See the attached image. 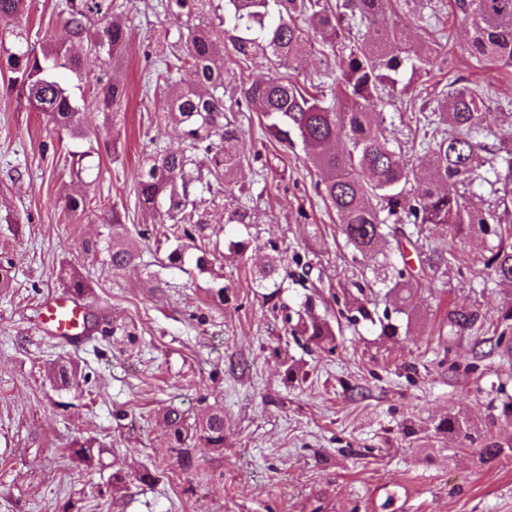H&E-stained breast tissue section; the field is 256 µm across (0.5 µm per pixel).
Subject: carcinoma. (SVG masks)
Instances as JSON below:
<instances>
[{
	"instance_id": "obj_1",
	"label": "carcinoma",
	"mask_w": 512,
	"mask_h": 512,
	"mask_svg": "<svg viewBox=\"0 0 512 512\" xmlns=\"http://www.w3.org/2000/svg\"><path fill=\"white\" fill-rule=\"evenodd\" d=\"M394 0H225L224 13L212 8L213 0H157L160 9L177 24L178 38L157 42L156 80L163 81L170 94L168 117L181 130L183 147L177 150L157 148L137 174L138 199L144 215L166 218L176 245L166 256L175 266L189 260L191 249L200 251L195 267L205 270L211 252L199 247L208 226L216 222L209 209L200 208L198 199L210 195L213 207L224 191L237 186L236 172L244 154V132L224 116V69L227 53L236 63L270 57L289 62L306 53L308 38L298 25L302 19L322 47L346 52L338 62L340 75L331 79L327 89L310 93L283 75L271 74L248 81L244 73L232 77L248 110L265 119L267 134L280 145H293L292 136L301 139L308 162L326 173L317 185L322 199L335 211L339 230L354 257H383L374 269L375 278L390 283L389 294L394 311L402 312L400 302L410 289L411 279L392 261L395 249L408 238L403 224H434L458 228L469 224L483 235L499 238L497 251L488 259L489 268L502 283H512V228L503 225V216L512 214V145L488 146L477 140L486 116L482 97L456 79L441 90L439 119L453 129L445 135L435 127L429 115L416 118L422 124L419 148L428 153L430 178L425 188L412 195L407 190L413 169L390 146L382 123L381 93L398 82L405 70L430 74L431 56L426 51L401 47L391 19ZM27 0H0V19L22 17ZM59 16L63 30L58 37L35 46L28 28L12 25L6 36L0 35V74H8L6 90L26 100L34 112L47 116L59 141L73 142L69 151L73 163L95 152L94 146L81 149L90 138L84 116L88 112L103 115V127L114 121L117 106L124 100L123 85L97 78L95 94L88 98L82 86L85 70L80 53L73 45L86 46L108 70L121 64L130 38L122 16L127 0H60ZM455 9L471 20L470 55L477 62L493 66H512V0H455ZM212 14L210 21L192 23ZM229 27L237 32L231 47L215 37L214 29ZM366 27L374 36L359 44H345L354 29ZM189 67L194 80L182 82L179 74ZM103 140V139H101ZM104 147L109 141L103 140ZM489 167L494 180L484 179L496 195L495 206L487 211L469 207L478 171ZM91 201L85 196L64 197V208L75 216L87 211ZM109 233L103 251L112 270L126 268L137 259V252L126 225L115 207H110ZM267 265L258 272L257 287L264 298L277 307L284 280L279 270L284 258L271 246ZM369 300L356 301L352 320H364L379 327V336L393 339L402 335L403 325L388 311L378 313L367 307ZM472 311L448 310V327L463 334L476 323ZM285 333L306 337L320 349L336 350L334 327L315 314L287 313L282 319ZM52 379L61 388L76 382V371L62 363L51 370ZM170 447L179 461L193 463V446L202 442L209 448L224 447V410L210 409L204 417L187 423L184 414L173 409L163 416ZM440 435L459 438L466 435L463 422L445 416L435 424Z\"/></svg>"
}]
</instances>
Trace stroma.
Segmentation results:
<instances>
[{
  "instance_id": "stroma-1",
  "label": "stroma",
  "mask_w": 512,
  "mask_h": 512,
  "mask_svg": "<svg viewBox=\"0 0 512 512\" xmlns=\"http://www.w3.org/2000/svg\"><path fill=\"white\" fill-rule=\"evenodd\" d=\"M152 0H130L131 38L112 80L126 84L112 135L117 148L73 171L65 148L43 151L56 137L46 117L20 104L0 77V512H512V422L498 407L512 397V286L486 267L494 241L461 228L423 225L405 252L417 279L405 309L407 334L380 338L366 322L346 323L327 353L304 339H286L282 314L266 304L252 272L275 243L288 260L281 294L293 311L312 303L336 318L360 277L337 229L335 211L316 192L323 175L302 148L284 150L264 130V118L239 108L246 149L237 172L247 194L224 196L223 224L211 225L220 256L208 270L167 267V227L151 224L138 204L136 173L154 144L178 147L180 131L167 117L163 84H146L147 53L176 35ZM56 0H27L21 23L32 42L59 35ZM453 0L404 5L394 21L404 45L446 46L427 76L409 91L383 93L388 129L408 146L420 106L450 80L485 90L479 139L512 135V67L476 65L467 51L471 27ZM339 57L312 48L281 75L301 87L338 75ZM83 193L91 208L67 215L64 194ZM116 208L142 251L115 271L103 253L81 244L104 237L105 210ZM246 209L244 223L234 222ZM254 250L239 258L230 241ZM452 252L457 260L422 274L418 251ZM88 284V311L98 331L80 347L51 336L39 323V301L61 290L60 268ZM230 284L228 303L207 295L214 281ZM476 312L472 330H448V311ZM76 367L79 382L58 388L49 371L58 361ZM299 378L288 382L287 367ZM224 409V446L197 444L195 469L183 470L167 443L163 414L190 419L210 406ZM116 410L126 419H113ZM456 416L466 437L444 438L434 425ZM90 441L100 461L73 458L75 442ZM495 442L504 453L485 461ZM159 467L149 485L128 479L109 490L113 469Z\"/></svg>"
}]
</instances>
